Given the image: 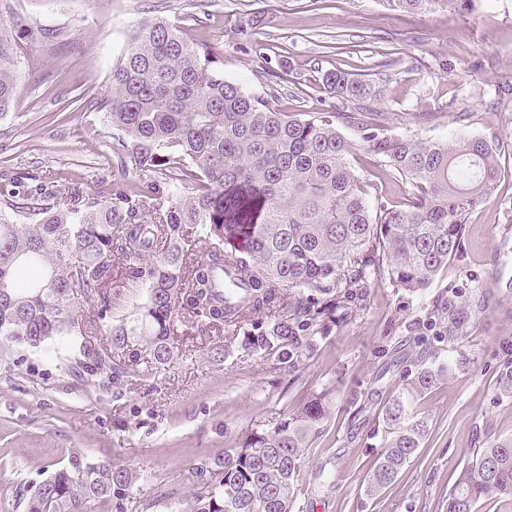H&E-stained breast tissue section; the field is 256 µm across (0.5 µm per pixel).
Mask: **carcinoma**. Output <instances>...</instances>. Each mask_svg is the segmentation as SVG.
Masks as SVG:
<instances>
[{
  "mask_svg": "<svg viewBox=\"0 0 512 512\" xmlns=\"http://www.w3.org/2000/svg\"><path fill=\"white\" fill-rule=\"evenodd\" d=\"M408 13L459 11L472 0H385ZM219 58L175 24L142 19L97 102L112 135V191L86 194L56 181L27 191L0 184V341L58 345L83 372L127 381L167 367L179 330L205 327L241 339L263 361L290 368L312 345L322 318L349 308L372 280L421 291L456 255L467 216L494 189L499 164L486 138L432 141L369 128L364 148L391 177L413 187L407 202L375 211L336 129L380 96L341 71L326 86L348 104L310 119L287 115L224 80ZM17 90L0 65V114ZM145 181L136 184L130 175ZM193 186L185 195L183 189ZM152 217L149 224L146 217ZM27 222H20V218ZM205 247L187 261L190 242ZM146 291L135 329L112 325V267ZM96 297L83 316L78 295ZM107 323L110 339L96 338ZM462 367L419 362L378 417L383 449L366 477L379 497L422 447L428 418L414 399ZM328 392L311 396L237 448L193 463L176 512H296L305 450L327 418ZM138 470L112 458H75L33 486L25 512H87L110 500L122 512ZM512 495V435L490 427L472 451L445 512H477Z\"/></svg>",
  "mask_w": 512,
  "mask_h": 512,
  "instance_id": "cac0c4a2",
  "label": "carcinoma"
}]
</instances>
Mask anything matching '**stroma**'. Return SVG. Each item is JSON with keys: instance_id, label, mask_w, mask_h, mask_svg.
<instances>
[{"instance_id": "1", "label": "stroma", "mask_w": 512, "mask_h": 512, "mask_svg": "<svg viewBox=\"0 0 512 512\" xmlns=\"http://www.w3.org/2000/svg\"><path fill=\"white\" fill-rule=\"evenodd\" d=\"M162 16L211 44L226 80L308 118L339 110L323 81L341 70L382 87L372 111L389 132L439 141L461 132L494 142L501 177L470 215L457 255L425 290L375 282L351 313L324 319L309 357L275 371L221 333L189 330L165 370L112 387L58 365L53 348L0 349V512H24L28 490L72 457H110L140 470L127 512H171L156 496L181 491L186 469L238 447L308 397L332 401L306 450L302 512H444L442 505L486 424L512 434L499 376L512 362V0H474L463 13L408 14L384 0H0V49L18 76L0 116V174L86 193L112 187V136L97 101L130 33ZM472 115L461 128L458 115ZM350 161L371 205L402 204L412 188L385 174L362 131ZM479 286L480 307L464 306ZM439 308L441 316L428 318ZM464 367L415 403L430 433L376 499L365 476L381 451L378 416L419 358Z\"/></svg>"}]
</instances>
